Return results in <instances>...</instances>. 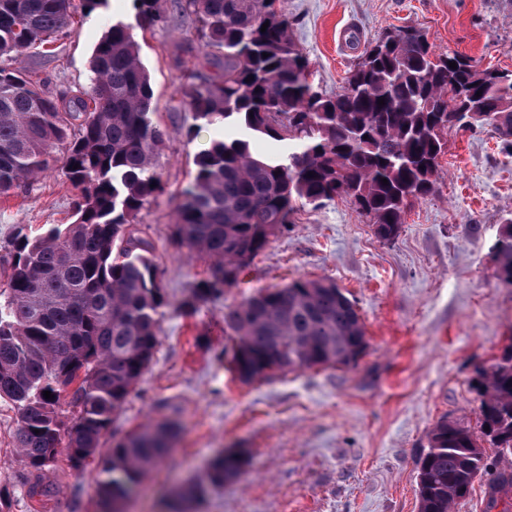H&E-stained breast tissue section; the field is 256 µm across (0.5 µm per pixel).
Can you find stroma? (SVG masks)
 <instances>
[{
  "instance_id": "1",
  "label": "stroma",
  "mask_w": 512,
  "mask_h": 512,
  "mask_svg": "<svg viewBox=\"0 0 512 512\" xmlns=\"http://www.w3.org/2000/svg\"><path fill=\"white\" fill-rule=\"evenodd\" d=\"M314 84L339 91L358 61L345 31L370 41L416 26L439 50L479 68L512 72V0H279ZM132 0L89 12L76 5L67 34L47 53L25 57L27 77L56 94L87 85L89 61L112 16L134 18ZM195 15L171 14L139 32L154 90V121L165 138L157 156L163 193L138 214L153 245L167 303L152 364L114 416L98 451L81 467L66 454L44 470L18 460L15 412L0 401V512H100L98 481L113 444L166 419L179 437L170 456L141 478L125 512H162L207 463L230 449L247 463L211 489L203 512H419L417 462L443 419L478 429L477 368L489 366L512 334V288L498 284L493 246L512 218V153L490 128L450 129L433 192L406 212L398 235L379 239L368 218L338 198L304 205L221 297L188 311L183 303L208 261L172 236L180 193L196 153L214 131L188 106L208 49ZM75 190L59 168L0 195V284L17 235L72 220ZM328 277L355 304L368 348L354 367L306 369L241 383L230 366L224 314L257 292L296 278ZM48 497L29 496L35 482Z\"/></svg>"
}]
</instances>
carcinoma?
Segmentation results:
<instances>
[{
  "label": "carcinoma",
  "mask_w": 512,
  "mask_h": 512,
  "mask_svg": "<svg viewBox=\"0 0 512 512\" xmlns=\"http://www.w3.org/2000/svg\"><path fill=\"white\" fill-rule=\"evenodd\" d=\"M132 2L135 22L106 23L88 87L53 97L18 64L69 27L73 0H0V194L47 170L60 147L62 169L78 190L71 223L16 240L0 288V399L15 411L21 462L37 471L63 449L75 466L96 452L159 344L166 293L133 222L161 190L155 158L165 132L153 122L154 91L136 30L166 15L159 0ZM172 8L195 14L211 55L224 60L219 75L200 77L189 94L195 119L219 130L195 157L173 225L179 246L211 260L192 305L236 283L299 203L344 198L370 219L377 237L392 239L406 208L434 190L448 130L472 127L473 108L499 105L483 125L512 148V73L439 52L420 29L395 28L365 43L352 37L362 46L359 62L343 91L328 96L308 80V62L276 0H174ZM256 138L271 145L270 155H255ZM494 262L499 283L512 288L511 219ZM224 323L233 332L232 369L243 383L354 366L368 347L354 303L327 278L262 290L228 310ZM475 390L480 433L443 419L428 434L418 462L420 512H452L478 477H489L491 508L497 494L512 493V469H492L480 443L512 457V337L478 371ZM64 397L77 409L68 426L58 416ZM177 433V424L164 420L112 446L99 480L102 512H123ZM244 464L239 451L218 455L168 512H187L207 488L236 479Z\"/></svg>",
  "instance_id": "1"
}]
</instances>
